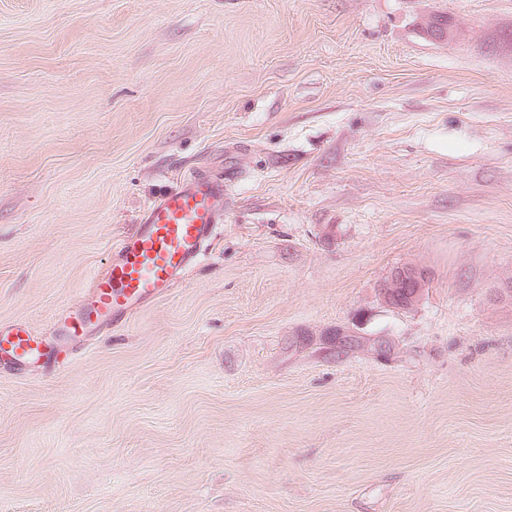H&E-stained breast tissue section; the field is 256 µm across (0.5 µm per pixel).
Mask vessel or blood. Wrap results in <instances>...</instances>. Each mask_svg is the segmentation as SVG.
<instances>
[{
	"instance_id": "vessel-or-blood-1",
	"label": "vessel or blood",
	"mask_w": 512,
	"mask_h": 512,
	"mask_svg": "<svg viewBox=\"0 0 512 512\" xmlns=\"http://www.w3.org/2000/svg\"><path fill=\"white\" fill-rule=\"evenodd\" d=\"M223 210V180L198 173L184 177L144 209L134 233L113 246L111 261L91 281L82 312L62 311L53 319L58 343L47 344L18 326L0 331V358L22 366L42 347L63 350L64 340L88 335L96 323L124 324L131 312L166 295L197 264Z\"/></svg>"
}]
</instances>
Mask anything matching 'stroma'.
Listing matches in <instances>:
<instances>
[{
    "label": "stroma",
    "instance_id": "35a3bbf8",
    "mask_svg": "<svg viewBox=\"0 0 512 512\" xmlns=\"http://www.w3.org/2000/svg\"><path fill=\"white\" fill-rule=\"evenodd\" d=\"M461 36L422 38L417 15ZM512 0H0V326L198 171L170 292L0 363V512H512ZM430 272L397 311L377 286ZM384 336L390 355L323 332ZM428 271L420 266L393 267L379 285L382 302L395 310H412L420 302L428 281ZM398 289L401 296L396 292Z\"/></svg>",
    "mask_w": 512,
    "mask_h": 512
}]
</instances>
